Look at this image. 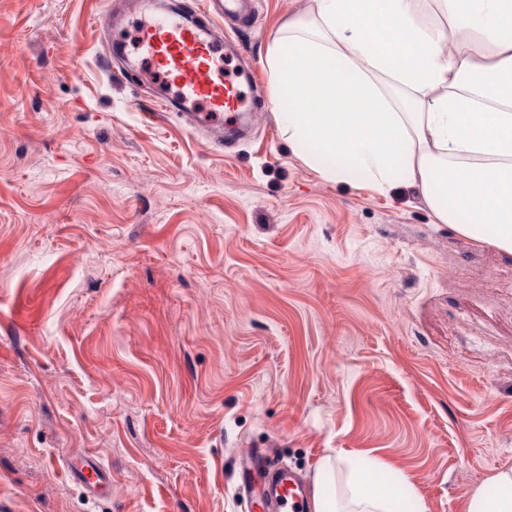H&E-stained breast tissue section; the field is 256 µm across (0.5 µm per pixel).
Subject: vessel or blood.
Segmentation results:
<instances>
[{
  "mask_svg": "<svg viewBox=\"0 0 512 512\" xmlns=\"http://www.w3.org/2000/svg\"><path fill=\"white\" fill-rule=\"evenodd\" d=\"M249 2L197 0L190 12L159 16L148 14L142 2L133 43H114L112 52L170 91V98L160 102L162 111L190 113L195 125L222 134L224 113L250 111L251 100L244 87L252 83L255 71L237 41L224 36L220 19L246 13ZM245 457L260 487H244L243 494L253 500L258 512H306L308 493L295 475L275 467L267 453L250 449ZM67 472L85 485L106 486L111 480L108 470L89 455L70 461Z\"/></svg>",
  "mask_w": 512,
  "mask_h": 512,
  "instance_id": "vessel-or-blood-1",
  "label": "vessel or blood"
}]
</instances>
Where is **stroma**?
I'll list each match as a JSON object with an SVG mask.
<instances>
[{
    "label": "stroma",
    "instance_id": "stroma-1",
    "mask_svg": "<svg viewBox=\"0 0 512 512\" xmlns=\"http://www.w3.org/2000/svg\"><path fill=\"white\" fill-rule=\"evenodd\" d=\"M108 2L0 0V512H246L249 448L466 512L512 466V255L323 180L268 104L194 137L107 71ZM311 4L257 0L246 53ZM69 477L81 484L92 485L97 488L103 485L108 488L111 477L109 471L100 463V461L92 456L86 455L80 457L76 461L71 460L67 466ZM95 478L91 481V478Z\"/></svg>",
    "mask_w": 512,
    "mask_h": 512
}]
</instances>
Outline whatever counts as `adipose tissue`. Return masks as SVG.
Returning <instances> with one entry per match:
<instances>
[{"label":"adipose tissue","instance_id":"ef3b65f1","mask_svg":"<svg viewBox=\"0 0 512 512\" xmlns=\"http://www.w3.org/2000/svg\"><path fill=\"white\" fill-rule=\"evenodd\" d=\"M266 65L281 134L322 179L414 186L436 223L512 254V0H315ZM313 512L402 508L380 462L338 455L317 470ZM468 512H512V468Z\"/></svg>","mask_w":512,"mask_h":512}]
</instances>
